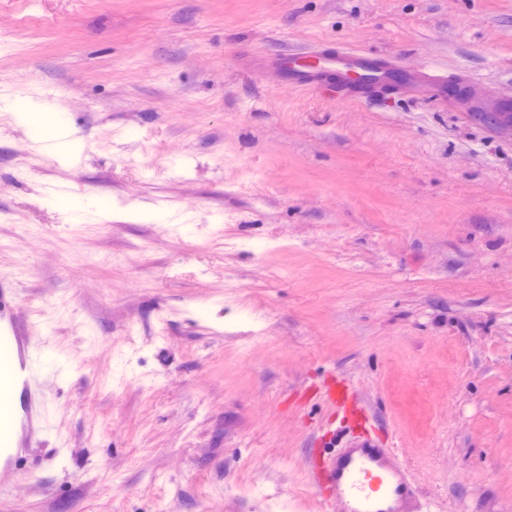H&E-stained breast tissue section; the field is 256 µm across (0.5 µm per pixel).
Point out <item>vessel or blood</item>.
Returning a JSON list of instances; mask_svg holds the SVG:
<instances>
[{
    "mask_svg": "<svg viewBox=\"0 0 512 512\" xmlns=\"http://www.w3.org/2000/svg\"><path fill=\"white\" fill-rule=\"evenodd\" d=\"M282 77L281 89L334 84L353 95L393 89L391 68L378 56L329 48L284 52L267 61ZM39 337L21 321L14 289L0 282V475L28 463V448L43 427L37 386ZM316 484L329 491L339 512H410L416 485L396 460L394 449L359 436L315 471Z\"/></svg>",
    "mask_w": 512,
    "mask_h": 512,
    "instance_id": "b4317fda",
    "label": "vessel or blood"
}]
</instances>
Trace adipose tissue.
I'll list each match as a JSON object with an SVG mask.
<instances>
[{"mask_svg":"<svg viewBox=\"0 0 512 512\" xmlns=\"http://www.w3.org/2000/svg\"><path fill=\"white\" fill-rule=\"evenodd\" d=\"M12 118L43 153L56 156L71 153L74 134L60 110L21 106L13 109Z\"/></svg>","mask_w":512,"mask_h":512,"instance_id":"adipose-tissue-1","label":"adipose tissue"}]
</instances>
